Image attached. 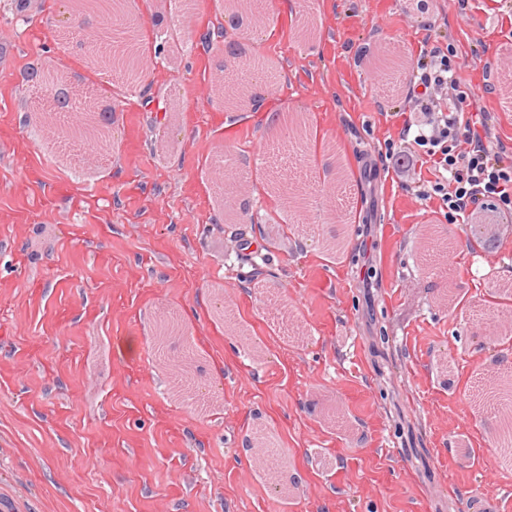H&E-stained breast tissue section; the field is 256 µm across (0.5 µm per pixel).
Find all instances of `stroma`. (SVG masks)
<instances>
[{
    "instance_id": "35a3bbf8",
    "label": "stroma",
    "mask_w": 512,
    "mask_h": 512,
    "mask_svg": "<svg viewBox=\"0 0 512 512\" xmlns=\"http://www.w3.org/2000/svg\"><path fill=\"white\" fill-rule=\"evenodd\" d=\"M42 2L0 0V512H512L491 446L512 216L488 244L392 181L409 76L372 87L360 56L452 49L512 164V0H267L269 21L228 31L225 0H130L167 24L137 30L151 74L133 87L85 70L61 0ZM230 39L269 75L233 112L213 65ZM36 61L115 107L109 150L49 152L22 110ZM296 110L301 154L271 133ZM219 152L250 221L225 208ZM261 428L274 481L245 446Z\"/></svg>"
}]
</instances>
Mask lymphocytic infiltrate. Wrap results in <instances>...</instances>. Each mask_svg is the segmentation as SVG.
Wrapping results in <instances>:
<instances>
[{
  "instance_id": "lymphocytic-infiltrate-1",
  "label": "lymphocytic infiltrate",
  "mask_w": 512,
  "mask_h": 512,
  "mask_svg": "<svg viewBox=\"0 0 512 512\" xmlns=\"http://www.w3.org/2000/svg\"><path fill=\"white\" fill-rule=\"evenodd\" d=\"M437 88L454 99L453 111L443 110L433 94ZM409 91L416 107L385 146L381 159L387 170L418 198L440 196L452 224L512 210V165L501 159L505 147L486 120L466 111L468 94L447 50H434L413 65ZM426 165L434 177L425 181L421 170Z\"/></svg>"
}]
</instances>
